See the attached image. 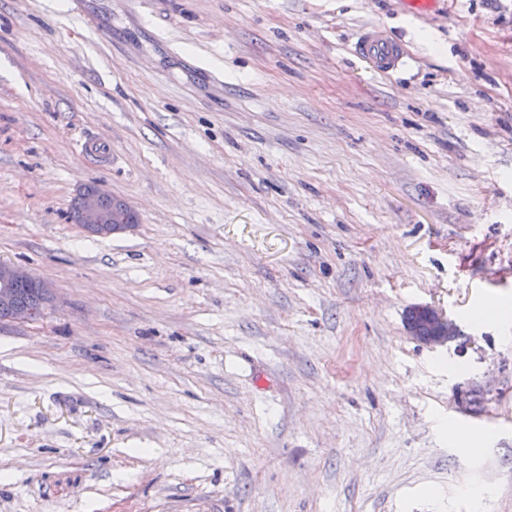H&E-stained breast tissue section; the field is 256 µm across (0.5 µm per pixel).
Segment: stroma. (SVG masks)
Here are the masks:
<instances>
[{
  "mask_svg": "<svg viewBox=\"0 0 512 512\" xmlns=\"http://www.w3.org/2000/svg\"><path fill=\"white\" fill-rule=\"evenodd\" d=\"M52 2L0 0V262L54 297L0 322V512H512V0ZM355 50L379 72L387 73L402 68L406 63L407 55L402 46L389 39L377 24L360 29ZM107 192L109 191L99 183H88L81 186L77 193L81 207L78 198L75 197L70 212L71 220L75 224H79L85 231L93 227L106 235L123 233L134 229L137 224H129L128 221L133 217L139 218L138 212L131 204L126 203L124 199L110 193L102 197L100 206L103 212L100 210L98 200ZM126 205V218L115 219L112 217V214H124ZM103 213L109 219L110 224H107ZM417 307L423 313L425 319L424 326L428 331V338L427 332L420 327L422 314L413 310V307L410 308L406 314V321H410L415 324V327L407 324V329L410 335L417 338L416 327L420 328L418 330L420 341L425 342V339L427 338V342L425 343L429 345H443L447 343L452 336H454L455 327L453 323L445 319L438 311L426 305Z\"/></svg>",
  "mask_w": 512,
  "mask_h": 512,
  "instance_id": "obj_1",
  "label": "stroma"
}]
</instances>
